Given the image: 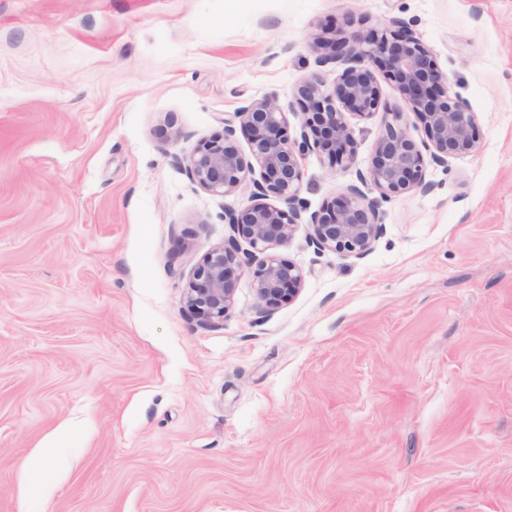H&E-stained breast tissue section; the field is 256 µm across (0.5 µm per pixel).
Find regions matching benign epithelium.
Listing matches in <instances>:
<instances>
[{
    "mask_svg": "<svg viewBox=\"0 0 512 512\" xmlns=\"http://www.w3.org/2000/svg\"><path fill=\"white\" fill-rule=\"evenodd\" d=\"M309 50L321 66H343L336 83L312 72L296 87L289 107L278 97L244 99L224 120V134L199 141L187 156L175 162L203 190L225 197L250 187L254 201L238 214L224 211L231 234L194 264L183 288L187 313L203 327H218L235 303L238 279L250 275L265 317L291 303L303 281V269L290 259L270 253L288 243L299 225L319 251L361 258L383 230L379 201L406 194L427 193L425 160L448 163V156H468L478 149L477 116L450 88L447 73L406 23L394 18L370 26L347 16L334 25L318 23L310 33ZM381 70L402 96L405 112L384 113L379 135L366 171L337 200L309 211L300 196L303 165L314 151L325 155L332 170L350 169L356 161L357 142L347 116L370 118L383 107V91L375 70ZM300 121L294 141L284 136L288 115ZM424 129L416 141L408 130L407 115ZM248 139L250 156L239 149L236 130ZM371 186L378 197L362 190ZM274 197L275 206L268 203ZM250 249H241L239 240Z\"/></svg>",
    "mask_w": 512,
    "mask_h": 512,
    "instance_id": "benign-epithelium-1",
    "label": "benign epithelium"
}]
</instances>
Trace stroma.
<instances>
[{
  "mask_svg": "<svg viewBox=\"0 0 512 512\" xmlns=\"http://www.w3.org/2000/svg\"><path fill=\"white\" fill-rule=\"evenodd\" d=\"M404 20L479 148L381 202L362 258L222 326L183 308L249 189L177 168L245 98L288 104L317 22ZM304 162L311 210L366 170ZM38 448L62 477L18 496ZM0 512H512V0H0Z\"/></svg>",
  "mask_w": 512,
  "mask_h": 512,
  "instance_id": "1",
  "label": "stroma"
}]
</instances>
